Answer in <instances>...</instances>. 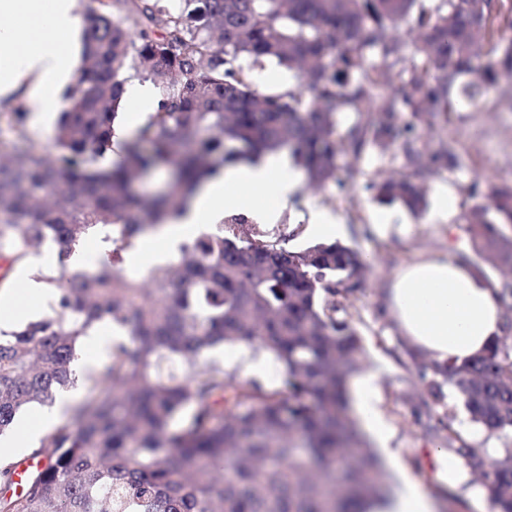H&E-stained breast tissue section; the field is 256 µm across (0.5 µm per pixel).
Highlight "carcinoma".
<instances>
[{
  "label": "carcinoma",
  "mask_w": 512,
  "mask_h": 512,
  "mask_svg": "<svg viewBox=\"0 0 512 512\" xmlns=\"http://www.w3.org/2000/svg\"><path fill=\"white\" fill-rule=\"evenodd\" d=\"M90 0L84 66L60 112L51 152L17 121L0 155V289L14 266L52 244L59 275L49 311L0 330V434L28 407L71 383L86 329L112 327L107 362L29 458L47 465L16 481L0 462V512H370L391 489L358 437L349 382L362 340L349 296L368 265L339 242L289 249L300 227L272 229L240 215L181 247L142 280L123 272L130 248L181 212L219 168L288 151L308 185L350 186L369 149L397 144L405 173L367 186L415 215L440 169L459 167L448 142L428 154L418 130L448 123L512 73V39L485 0ZM298 72L284 93L252 88L241 60ZM133 70L162 101L135 135L112 143L111 123ZM345 113L357 116L342 137ZM117 148L107 168L99 166ZM165 174L151 193L138 184ZM470 256L478 272L512 270V186L468 188ZM110 244L88 270L67 266L90 229ZM512 335V280L498 284ZM248 342L283 369L278 387L242 382L202 359ZM419 396L443 409L448 448L489 492L490 512H512V449L490 457L448 424L444 388L456 387L473 422L512 429V353L496 341L462 361L417 369Z\"/></svg>",
  "instance_id": "obj_1"
}]
</instances>
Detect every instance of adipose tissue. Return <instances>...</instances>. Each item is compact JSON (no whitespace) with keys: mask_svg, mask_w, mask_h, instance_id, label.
<instances>
[{"mask_svg":"<svg viewBox=\"0 0 512 512\" xmlns=\"http://www.w3.org/2000/svg\"><path fill=\"white\" fill-rule=\"evenodd\" d=\"M80 0H0V98L25 92L30 121L46 125L62 90L79 64L76 37L81 27ZM158 89L135 79L124 86L114 139L131 137L160 107ZM300 186L286 156L272 154L255 164H236L205 181L187 212L145 232L148 240L164 242L152 260H172L180 245L199 225L222 223L236 214L257 224L277 218L258 207L251 195L258 189L288 206ZM387 307L410 348L428 360L473 357L504 334V310L499 290L470 265L441 251L406 263L387 290ZM375 375L363 377L356 390V413L367 432L384 440L386 423L375 397ZM81 388L60 391L54 406L22 417L14 435L0 437V458L34 448L76 403Z\"/></svg>","mask_w":512,"mask_h":512,"instance_id":"1","label":"adipose tissue"}]
</instances>
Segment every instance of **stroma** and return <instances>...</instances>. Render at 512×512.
<instances>
[{
	"label": "stroma",
	"instance_id": "35a3bbf8",
	"mask_svg": "<svg viewBox=\"0 0 512 512\" xmlns=\"http://www.w3.org/2000/svg\"><path fill=\"white\" fill-rule=\"evenodd\" d=\"M442 140L456 145L460 166L452 172L441 170L429 181L428 201L431 207L437 206L441 191H451L456 209L452 222L457 226L453 237H446L429 212L416 216L365 192V185L380 171L402 172L403 154L397 147L383 155L365 156L356 167L349 191L333 186L319 192L300 190L295 210L286 219L304 226L310 210L331 213L345 227L343 244L359 249L370 264L349 300V311L364 345L363 370L379 373L378 408L389 429L388 446L394 460L387 469L392 478L410 472L437 500L441 512H479L475 499L485 496L482 485L445 483L434 477L430 451L444 447V436L433 431L434 409L415 396L416 362L385 315L384 303L393 276L408 261L448 248L457 255L467 252L464 202L473 178H480L486 188L512 185V77L500 78L497 89L485 101L463 104L448 124L423 131L419 146L432 151ZM384 215L389 218V228L374 233L372 224ZM446 394L454 411L450 424L467 442L494 457L512 448V433L488 434L471 422L455 389H447Z\"/></svg>",
	"mask_w": 512,
	"mask_h": 512
}]
</instances>
